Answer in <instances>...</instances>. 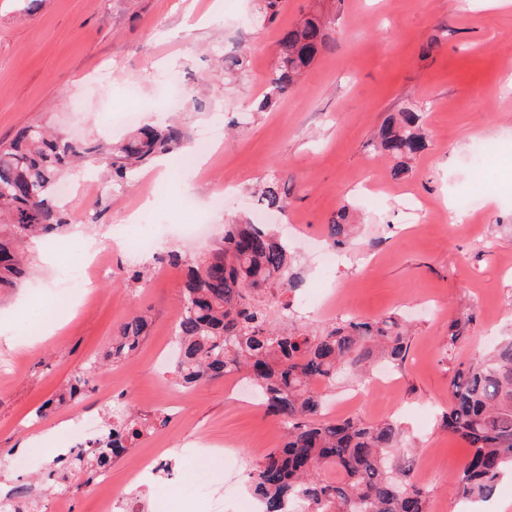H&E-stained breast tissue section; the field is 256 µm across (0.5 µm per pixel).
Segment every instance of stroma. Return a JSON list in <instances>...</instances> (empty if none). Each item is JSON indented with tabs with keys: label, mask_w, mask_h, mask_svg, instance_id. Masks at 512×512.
<instances>
[{
	"label": "stroma",
	"mask_w": 512,
	"mask_h": 512,
	"mask_svg": "<svg viewBox=\"0 0 512 512\" xmlns=\"http://www.w3.org/2000/svg\"><path fill=\"white\" fill-rule=\"evenodd\" d=\"M0 0V142L33 123L50 124L73 139L119 141L129 129L121 115L127 88L137 86L143 122L176 118L191 132L220 120L224 139L205 174L184 184L182 153L168 157L166 171L145 166L131 183L96 189L94 174L71 171V216L94 208L100 219L63 234L95 237L109 267L93 292L67 313L52 305L61 280L60 252L43 242L26 244L36 273L24 287L0 292V492L25 483L39 512H100L88 475L77 474L64 500L42 481L55 454L49 442L65 436L73 420L93 413L107 417L124 402L138 412L164 409L166 426L150 430L116 459L126 471L137 460L154 471L139 488L117 490L112 512H208L209 500L161 493L172 483L198 479L196 459L185 447L204 440L230 449L224 469L209 472L211 498L224 497L232 476L241 505L258 508L248 474L261 451L279 446L282 433L256 401L239 397L227 379L194 388L174 385L166 354L180 316V268L159 265L158 254L177 249L201 254L223 235L230 217L254 219L253 185L277 177L286 181V214L267 213L271 224H292L289 243L301 273V290L320 279L324 226L341 203L356 241L340 252L327 283L351 286L348 306L325 305L321 315L296 308L312 325L344 314L372 319L403 315L413 326L404 366L394 370L395 389L372 388L357 408L343 402L357 391L353 382L332 393L335 417L351 415L379 422L391 408L402 411L404 449L394 464L429 489L428 512H482L462 499L456 477L466 445L448 436L442 414L460 366L512 334V0H324L331 18L329 45L307 69L302 85L275 96L267 110L253 106L270 91L282 31L313 11L314 0H283L274 22L258 16L257 0ZM243 54L246 71L225 78V54ZM178 77L180 105H164L163 75ZM420 107L427 148L392 178L389 158L378 155L373 136L391 113ZM500 146L488 177L472 162L476 143ZM479 189V204L461 215L458 200ZM157 199L165 230L154 249H116L128 239L127 211ZM205 213L211 226L201 240L181 239L178 225ZM145 268L146 284L127 286L129 272ZM144 310L149 334L120 362L106 360L117 325ZM465 318V337L448 344V324ZM57 323V330L33 347L19 346L20 331ZM90 370L85 395L35 418L36 408L62 391L70 378ZM48 444L37 447L35 435ZM33 450V466L17 469L15 456Z\"/></svg>",
	"instance_id": "35a3bbf8"
}]
</instances>
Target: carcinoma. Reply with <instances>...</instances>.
<instances>
[{
  "label": "carcinoma",
  "instance_id": "obj_1",
  "mask_svg": "<svg viewBox=\"0 0 512 512\" xmlns=\"http://www.w3.org/2000/svg\"><path fill=\"white\" fill-rule=\"evenodd\" d=\"M329 26L315 11L283 33L272 78L278 93L299 87L327 45ZM190 142L185 125L169 122L137 128L115 143L73 141L37 123L0 143V288H17L35 274L24 243L61 235L74 223L97 221L95 214L72 219L54 202L55 187L72 164L80 161L123 179ZM375 147L394 160L392 178L404 175L407 160L426 148L418 107L409 104L391 114L376 133ZM256 198L264 210H288V189L277 178L267 180ZM352 235L344 206L325 226V237L332 247L342 248ZM168 262L186 268L174 327L175 384L193 388L244 374L266 414L284 425L282 444L248 474L264 512H288L289 503L298 498L306 500L307 512H428V489L398 471L390 459L403 447L398 421L323 417L326 392L342 378L365 383L378 361L395 368L405 362L411 339L405 321L389 315L338 318L316 328L298 323L283 297L298 290L300 277L287 243L272 224L228 222L224 236L206 255L187 258L172 252ZM148 327L141 312L121 323L112 336V361L136 351ZM87 386L88 372L76 373L56 404L79 398ZM449 400L443 426L470 448L458 494L486 499L504 472L512 471V336L457 371ZM167 422L162 409L151 418L130 411L115 416L108 433L88 441L74 457L55 460L57 468L48 473L53 489L71 491L66 470L73 465L96 474L111 468L149 425ZM325 469L336 471V480L323 478Z\"/></svg>",
  "mask_w": 512,
  "mask_h": 512
}]
</instances>
